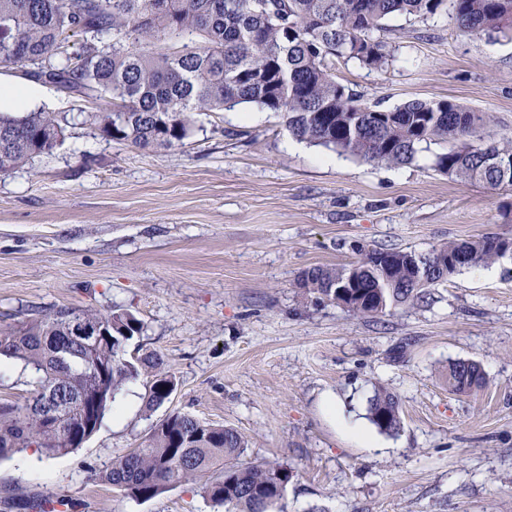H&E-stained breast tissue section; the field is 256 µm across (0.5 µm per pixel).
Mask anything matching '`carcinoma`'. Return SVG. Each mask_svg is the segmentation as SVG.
I'll return each instance as SVG.
<instances>
[{
	"label": "carcinoma",
	"instance_id": "1",
	"mask_svg": "<svg viewBox=\"0 0 512 512\" xmlns=\"http://www.w3.org/2000/svg\"><path fill=\"white\" fill-rule=\"evenodd\" d=\"M452 8L458 27L512 40V0H0V67L21 66L33 82L52 83L99 102V131L144 151L187 139L193 114L256 105L281 112L300 141L366 163L402 165L430 144H446L433 166L448 178L512 185V139L496 140L491 112L456 102L368 104L336 79L329 61L382 70L391 52L380 33L392 16L426 20ZM81 37L79 48L73 39ZM64 128L51 112H0V174L51 152ZM512 253L496 234L450 241L427 252L372 249L342 267L302 272L295 287L356 317L380 319L419 304L430 287L464 268ZM74 318L106 333L82 347L68 336ZM142 331L131 312L58 307L0 329V357L29 375L23 405L0 402V460L27 448L47 457L81 444L67 435L98 399L94 433L131 381L149 378L145 409L165 403L176 379L154 352L127 357ZM448 391L470 395L485 384L473 360L448 363ZM367 419L380 432L402 428L397 395L374 388ZM249 440L231 426L173 412L135 448L96 475L135 500L196 485L225 512H285L296 472L278 462L242 463Z\"/></svg>",
	"mask_w": 512,
	"mask_h": 512
}]
</instances>
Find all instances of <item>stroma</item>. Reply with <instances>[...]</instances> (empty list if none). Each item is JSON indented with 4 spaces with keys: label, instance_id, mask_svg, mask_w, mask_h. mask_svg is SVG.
Returning a JSON list of instances; mask_svg holds the SVG:
<instances>
[{
    "label": "stroma",
    "instance_id": "1",
    "mask_svg": "<svg viewBox=\"0 0 512 512\" xmlns=\"http://www.w3.org/2000/svg\"><path fill=\"white\" fill-rule=\"evenodd\" d=\"M388 25L389 65L340 62L339 81L385 108L490 112L496 136H512V40L464 33L446 11ZM46 90L63 141L0 175V327L61 306L128 310L143 326L129 352L159 353L177 388L149 413L138 378L81 448L0 461V512L57 498L71 512H224L192 485L136 501L95 480L173 412L238 429L246 460L291 466L287 512H512V255L377 320L294 288L362 249L512 238V186L451 180L434 144L409 164L366 163L295 140L281 113L252 105L195 115L183 145L146 153L102 136L90 99ZM457 359L480 363L481 390L448 392ZM379 385L403 427L377 433L375 451L350 429L368 426Z\"/></svg>",
    "mask_w": 512,
    "mask_h": 512
}]
</instances>
